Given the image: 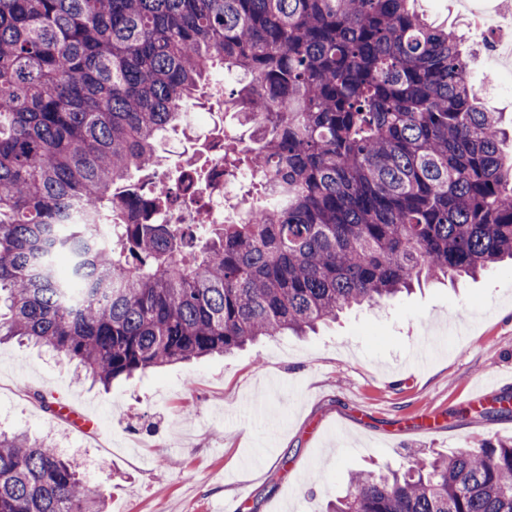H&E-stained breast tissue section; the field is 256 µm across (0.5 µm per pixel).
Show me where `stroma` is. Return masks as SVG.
<instances>
[{"mask_svg": "<svg viewBox=\"0 0 512 512\" xmlns=\"http://www.w3.org/2000/svg\"><path fill=\"white\" fill-rule=\"evenodd\" d=\"M504 0H417L429 21L464 40L471 80L486 107L512 121V65L489 55L485 14L512 31ZM191 132L161 143L166 161L201 155L216 126L251 129L222 103ZM435 337L424 366L407 364L414 341ZM483 402L466 396L477 379ZM89 412L90 431L46 413L35 392ZM512 395V263L458 285L428 283L376 309H354L305 337L279 336L118 379L104 388L77 378L46 349L0 344V428L51 434L106 512H325L351 473L402 469L415 455L448 456L512 438V414L483 416ZM438 431L420 434L423 415ZM318 482H309L310 474Z\"/></svg>", "mask_w": 512, "mask_h": 512, "instance_id": "stroma-1", "label": "stroma"}]
</instances>
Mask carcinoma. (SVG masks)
Instances as JSON below:
<instances>
[{"label": "carcinoma", "instance_id": "cac0c4a2", "mask_svg": "<svg viewBox=\"0 0 512 512\" xmlns=\"http://www.w3.org/2000/svg\"><path fill=\"white\" fill-rule=\"evenodd\" d=\"M411 2L0 0V341L107 387L512 260L502 113ZM219 71L256 144L225 143L224 177L263 172L259 201L160 222L158 142ZM136 172L147 204L114 190ZM103 508L53 443L0 430V512ZM330 512H512V441L356 472Z\"/></svg>", "mask_w": 512, "mask_h": 512}]
</instances>
